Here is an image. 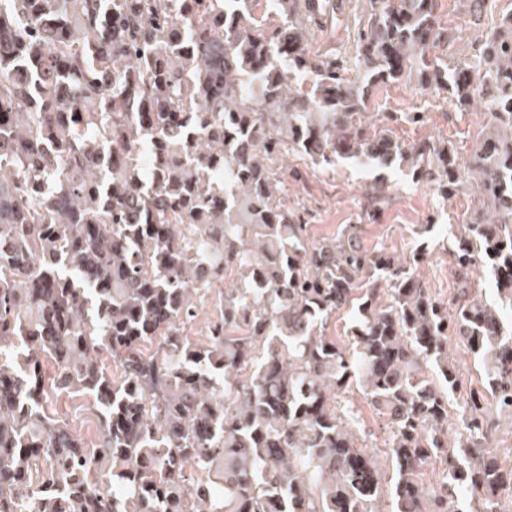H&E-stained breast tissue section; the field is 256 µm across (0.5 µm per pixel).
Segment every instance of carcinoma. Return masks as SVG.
<instances>
[{
  "mask_svg": "<svg viewBox=\"0 0 512 512\" xmlns=\"http://www.w3.org/2000/svg\"><path fill=\"white\" fill-rule=\"evenodd\" d=\"M261 2L0 8V512H379L380 465L342 405L353 385L390 427L395 512H459V491L469 512H495L512 484L487 436L488 408L512 420V14L451 61L439 0H369L349 62L311 54L303 32L339 0H269L270 21ZM298 74L312 86L292 87ZM411 77L487 111L467 172L444 144L367 125L372 89ZM284 150L410 162L443 196L470 181L478 207L453 259L465 278L490 266L497 304L464 290L450 315L354 235L312 241L280 196ZM364 271L390 283L388 303L355 296ZM231 276L210 343L190 341L203 295ZM351 306L349 354L324 328ZM452 336L488 384L456 438ZM80 392L91 441L44 408Z\"/></svg>",
  "mask_w": 512,
  "mask_h": 512,
  "instance_id": "cac0c4a2",
  "label": "carcinoma"
}]
</instances>
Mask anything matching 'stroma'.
Returning <instances> with one entry per match:
<instances>
[{
  "mask_svg": "<svg viewBox=\"0 0 512 512\" xmlns=\"http://www.w3.org/2000/svg\"><path fill=\"white\" fill-rule=\"evenodd\" d=\"M368 10L367 0H343L342 11L331 26L309 27L312 53L333 52L342 59H353ZM440 12L454 35L453 43L445 48L447 55L463 57L502 15L512 13V0H488L476 25L467 23L461 0H440ZM372 99L380 114L390 118L393 135L400 141L411 145L440 140L453 145L460 165L471 161L482 131L479 110L458 109L441 95H419L413 84L404 81L373 90ZM415 111L425 113L424 122L406 121V113ZM279 178L284 202L309 222L313 241L328 242L343 233H353L362 253L385 255L392 263L415 271L433 297L454 299L458 280L450 250L459 225L472 217L477 206L470 183H462L455 193L443 196L433 184L416 180L405 166L362 169L341 161L324 167L293 154L283 161ZM450 350L463 378L462 389L449 397L448 431L453 434L461 429L460 405L470 392L484 391L485 374L467 345L454 341ZM343 400L357 411V430L367 447L381 456L389 442L385 419L359 391H351ZM47 409L86 438L96 436L90 398L63 395Z\"/></svg>",
  "mask_w": 512,
  "mask_h": 512,
  "instance_id": "obj_1",
  "label": "stroma"
}]
</instances>
